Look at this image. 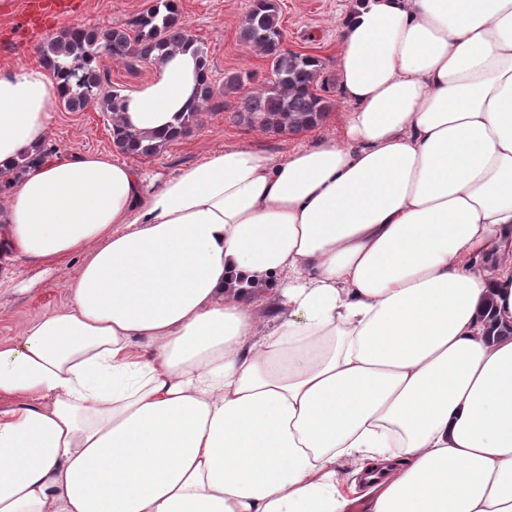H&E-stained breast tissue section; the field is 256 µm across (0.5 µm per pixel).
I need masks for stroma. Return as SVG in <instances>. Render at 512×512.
Returning <instances> with one entry per match:
<instances>
[{"mask_svg":"<svg viewBox=\"0 0 512 512\" xmlns=\"http://www.w3.org/2000/svg\"><path fill=\"white\" fill-rule=\"evenodd\" d=\"M30 0H7L0 8V72L20 66H40L42 43L77 26H123L151 7L153 0H59L57 11L39 26L24 25ZM283 46L316 56L332 106L319 125L297 133H274L242 124L237 119L246 97L258 91L269 76V63L239 38L248 0H181V19L208 50L213 83L222 88L218 104H206L192 131L169 143L156 156L132 158V165L150 175L166 177L200 161L207 153L248 145L283 159L300 146L339 136L343 105L336 78V19L346 0H277ZM250 74L240 88L224 90L230 74ZM47 144L58 153L110 152L122 159L112 143L111 119L98 105L72 112L51 103ZM82 255L60 260L53 268L25 260L11 263L0 283V336H13L29 323L59 311L67 302L68 285Z\"/></svg>","mask_w":512,"mask_h":512,"instance_id":"stroma-1","label":"stroma"}]
</instances>
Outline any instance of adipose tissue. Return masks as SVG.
Returning <instances> with one entry per match:
<instances>
[{
    "mask_svg": "<svg viewBox=\"0 0 512 512\" xmlns=\"http://www.w3.org/2000/svg\"><path fill=\"white\" fill-rule=\"evenodd\" d=\"M337 69L340 137L158 182L44 155L48 70L0 73V242L83 257L0 340V512H512V0H350ZM201 78L172 52L124 124Z\"/></svg>",
    "mask_w": 512,
    "mask_h": 512,
    "instance_id": "adipose-tissue-1",
    "label": "adipose tissue"
}]
</instances>
